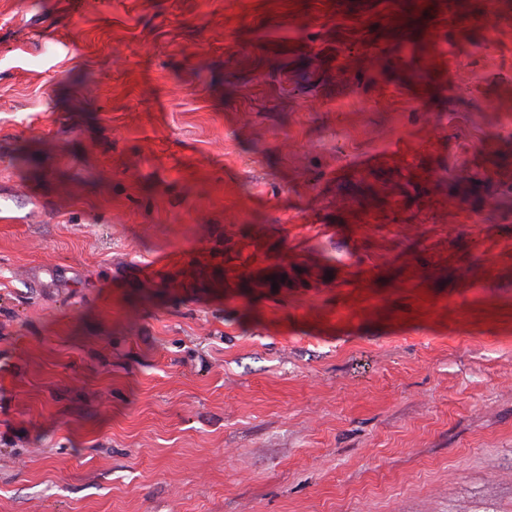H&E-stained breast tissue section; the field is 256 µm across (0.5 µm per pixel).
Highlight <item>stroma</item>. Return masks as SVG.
<instances>
[{"label":"stroma","mask_w":512,"mask_h":512,"mask_svg":"<svg viewBox=\"0 0 512 512\" xmlns=\"http://www.w3.org/2000/svg\"><path fill=\"white\" fill-rule=\"evenodd\" d=\"M0 512H512V0H0Z\"/></svg>","instance_id":"35a3bbf8"}]
</instances>
